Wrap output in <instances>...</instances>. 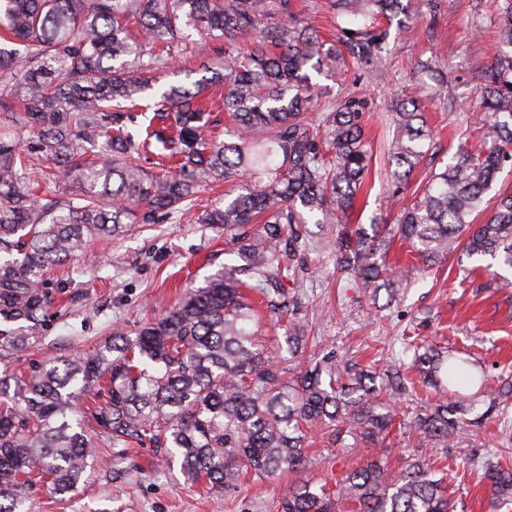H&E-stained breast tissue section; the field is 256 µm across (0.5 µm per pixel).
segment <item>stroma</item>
I'll return each instance as SVG.
<instances>
[{"label":"stroma","instance_id":"35a3bbf8","mask_svg":"<svg viewBox=\"0 0 512 512\" xmlns=\"http://www.w3.org/2000/svg\"><path fill=\"white\" fill-rule=\"evenodd\" d=\"M406 2L405 23L391 25L380 59L311 75L318 106L347 96L367 103L373 162L350 216L354 224L392 223L430 174L427 164H420L407 190L395 194L387 154L394 132L392 100L421 105L436 157L447 160L458 147L477 146V76L501 46L499 0H435L431 9L423 0ZM227 191L224 182L211 183L188 211L157 224L132 225L109 242L91 243L76 260L51 273L54 303L41 338L27 353L7 358L9 369L26 375L40 362L89 354L111 337L113 327L136 331L169 309L186 286L237 265L223 230L197 221L204 210L223 206ZM307 229L304 266L284 282L289 299L298 305L306 351H333L378 370L397 363L414 379L418 372L404 353L403 340L419 336L469 353L488 370L491 387L512 381V273L495 278L468 259L428 266L410 256L408 246L395 243L389 250L394 288L374 300L354 279H337L335 255L326 246L335 228L311 223ZM415 452L397 431L380 448L358 455L314 433L307 449L314 463L303 476L320 484L374 456L394 461ZM489 453L512 463V404L493 410L467 441L432 452L455 492L459 512H498L478 472L457 467L461 457ZM292 479L289 473L274 479L246 475L227 492L204 481L186 483L178 467L168 466L150 445L120 452L103 441L75 492L60 498L45 484L33 485L23 512H276Z\"/></svg>","mask_w":512,"mask_h":512}]
</instances>
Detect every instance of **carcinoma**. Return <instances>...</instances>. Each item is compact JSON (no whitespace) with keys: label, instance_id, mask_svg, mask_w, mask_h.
Listing matches in <instances>:
<instances>
[{"label":"carcinoma","instance_id":"carcinoma-1","mask_svg":"<svg viewBox=\"0 0 512 512\" xmlns=\"http://www.w3.org/2000/svg\"><path fill=\"white\" fill-rule=\"evenodd\" d=\"M400 5L333 0L354 58L378 55L389 31L368 23ZM499 29L509 50L476 87L485 148L460 149L397 223L366 226L347 223L373 158L365 103L346 97L308 113L315 84L305 69L333 70L339 55L296 17L292 0H0V361L38 341L52 268L93 239L182 212L211 180L234 183L232 198L199 221L224 227L242 261L188 289L134 337L115 329L91 354L44 362L24 378L0 371V512H20L44 479L57 496L74 492L100 437L116 447L147 442L185 480L229 490L247 470L259 478L302 471L310 430L358 452L397 424L419 448H446L470 434L465 416L478 406L508 404L512 383L491 391L470 359L411 341L419 382L440 392L419 409L398 405L410 389L396 372L382 376L338 354L284 367L262 344L246 295L262 297L271 317L289 311L283 281L303 262L311 219L336 225V273L373 298L395 237L429 264L457 252L488 270L512 269V192L498 195L483 223H470L512 160V0ZM190 30L202 43L224 42V59L202 65L189 86L158 85ZM246 35L252 48L234 51ZM220 83L235 121L224 140L205 134L215 126L207 90ZM142 98L155 100L153 116L135 137L126 112ZM391 112L399 189L432 144L415 101L397 100ZM23 134L54 150L51 172L33 175ZM153 147L160 161L146 171L140 160ZM70 182L78 193L66 196L60 184ZM283 340L296 357L304 341L296 317ZM102 387L107 398L89 408L88 429L78 402ZM470 465L492 498L512 502V468L491 455ZM277 512H456V501L424 453L372 460L332 485L297 479Z\"/></svg>","mask_w":512,"mask_h":512}]
</instances>
